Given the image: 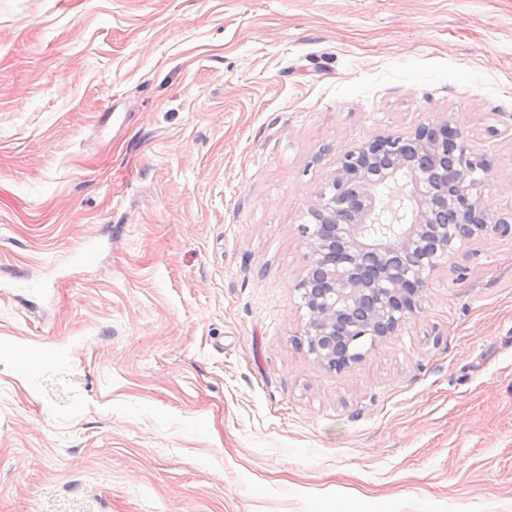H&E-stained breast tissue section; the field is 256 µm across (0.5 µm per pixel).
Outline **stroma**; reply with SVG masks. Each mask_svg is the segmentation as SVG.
Instances as JSON below:
<instances>
[{"instance_id":"obj_1","label":"stroma","mask_w":512,"mask_h":512,"mask_svg":"<svg viewBox=\"0 0 512 512\" xmlns=\"http://www.w3.org/2000/svg\"><path fill=\"white\" fill-rule=\"evenodd\" d=\"M444 119L512 222V0H0V512H512V236L303 343L311 204Z\"/></svg>"}]
</instances>
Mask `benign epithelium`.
Returning <instances> with one entry per match:
<instances>
[{"label": "benign epithelium", "mask_w": 512, "mask_h": 512, "mask_svg": "<svg viewBox=\"0 0 512 512\" xmlns=\"http://www.w3.org/2000/svg\"><path fill=\"white\" fill-rule=\"evenodd\" d=\"M451 154L465 161L457 175L460 183L468 179L471 167L488 172L463 133L444 120L345 153L331 179L332 194L312 205L317 221L311 233L312 258L297 288L309 311L305 335L311 352L329 368L341 371L358 360L340 346L346 329L337 305L360 315L362 328L374 338L394 336L421 309L426 281L414 269L429 272L463 243L491 232L512 234L507 220L490 217L480 194L456 188L433 192L429 164ZM400 171L414 186L417 209L412 222L399 233L387 225L372 238L366 233L367 225L375 223L370 188Z\"/></svg>", "instance_id": "1"}]
</instances>
